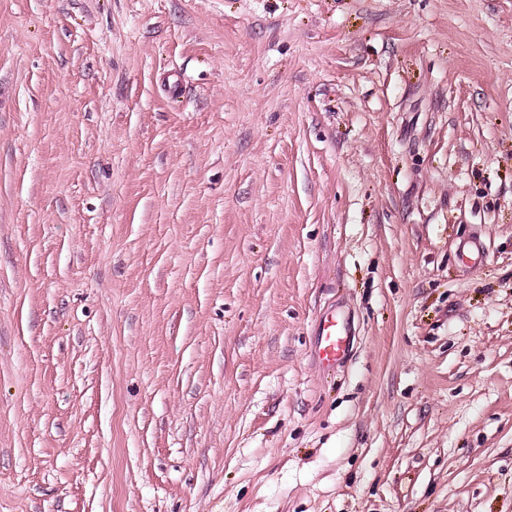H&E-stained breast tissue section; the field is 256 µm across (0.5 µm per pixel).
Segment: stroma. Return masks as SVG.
<instances>
[{"label":"stroma","instance_id":"stroma-1","mask_svg":"<svg viewBox=\"0 0 512 512\" xmlns=\"http://www.w3.org/2000/svg\"><path fill=\"white\" fill-rule=\"evenodd\" d=\"M0 512H512V0H0ZM351 327L344 317L336 318V311L326 315L318 326V358L322 364L334 366L342 361L349 348Z\"/></svg>","mask_w":512,"mask_h":512}]
</instances>
